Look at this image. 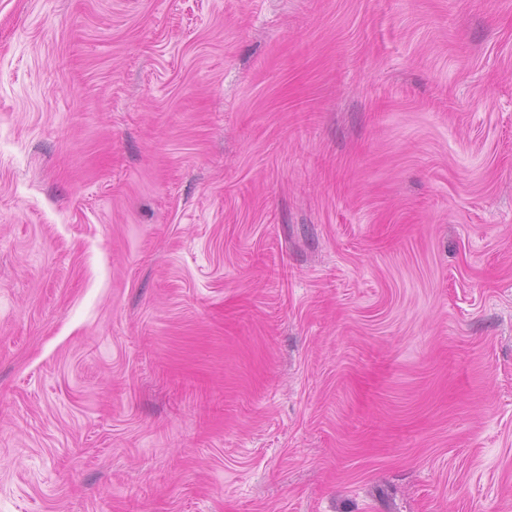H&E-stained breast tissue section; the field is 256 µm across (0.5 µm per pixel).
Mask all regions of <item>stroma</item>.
<instances>
[{"instance_id":"35a3bbf8","label":"stroma","mask_w":512,"mask_h":512,"mask_svg":"<svg viewBox=\"0 0 512 512\" xmlns=\"http://www.w3.org/2000/svg\"><path fill=\"white\" fill-rule=\"evenodd\" d=\"M0 512H512V0H0Z\"/></svg>"}]
</instances>
